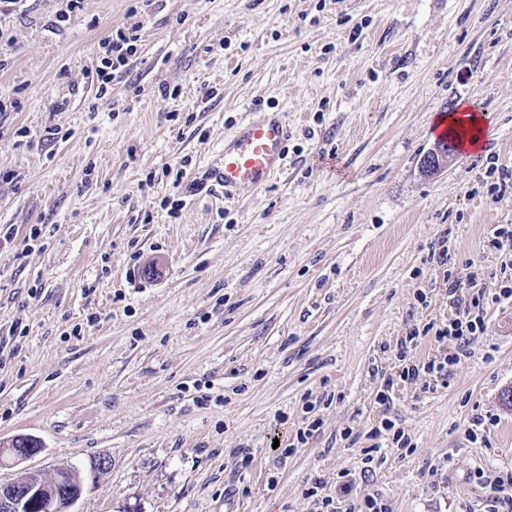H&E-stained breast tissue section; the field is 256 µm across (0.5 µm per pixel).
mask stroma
I'll list each match as a JSON object with an SVG mask.
<instances>
[{
    "mask_svg": "<svg viewBox=\"0 0 512 512\" xmlns=\"http://www.w3.org/2000/svg\"><path fill=\"white\" fill-rule=\"evenodd\" d=\"M131 7L0 15V442L40 446L0 483L70 466L73 512H321L313 480L332 496L348 472L351 504L484 512L476 472L512 481V301L489 305L446 380L399 376L454 342H400L447 320L446 274L490 288L502 271L487 242L512 194L482 181L488 157L512 165V0H150L96 105L101 44ZM462 106L487 119L482 149L426 174ZM270 108L292 129L287 169L235 202L187 196L225 134ZM386 418L411 447L373 450Z\"/></svg>",
    "mask_w": 512,
    "mask_h": 512,
    "instance_id": "obj_1",
    "label": "stroma"
}]
</instances>
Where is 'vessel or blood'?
Returning <instances> with one entry per match:
<instances>
[{
  "mask_svg": "<svg viewBox=\"0 0 512 512\" xmlns=\"http://www.w3.org/2000/svg\"><path fill=\"white\" fill-rule=\"evenodd\" d=\"M290 134L282 113L250 114L225 137L223 156L189 182L188 195L218 188L225 199L237 200L267 187L287 166Z\"/></svg>",
  "mask_w": 512,
  "mask_h": 512,
  "instance_id": "b4317fda",
  "label": "vessel or blood"
}]
</instances>
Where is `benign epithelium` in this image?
Masks as SVG:
<instances>
[{"mask_svg": "<svg viewBox=\"0 0 512 512\" xmlns=\"http://www.w3.org/2000/svg\"><path fill=\"white\" fill-rule=\"evenodd\" d=\"M448 150L438 147L423 158V165L429 171L448 165ZM39 452L37 448L0 447V462L20 464ZM65 480L74 484L73 494L60 500L57 487ZM84 490L80 473L67 467L49 471L34 470L25 473L18 480L0 484V512H24L33 507L39 512H71V507L82 497Z\"/></svg>", "mask_w": 512, "mask_h": 512, "instance_id": "benign-epithelium-1", "label": "benign epithelium"}]
</instances>
